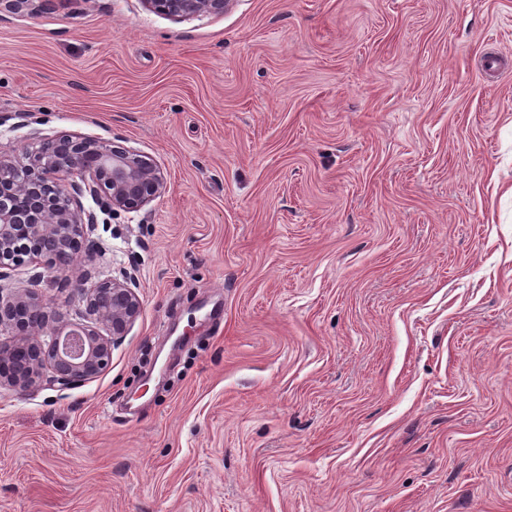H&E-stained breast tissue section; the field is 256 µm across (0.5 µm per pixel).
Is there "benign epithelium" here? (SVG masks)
Returning a JSON list of instances; mask_svg holds the SVG:
<instances>
[{
    "label": "benign epithelium",
    "instance_id": "1",
    "mask_svg": "<svg viewBox=\"0 0 512 512\" xmlns=\"http://www.w3.org/2000/svg\"><path fill=\"white\" fill-rule=\"evenodd\" d=\"M176 19L224 13L229 0H143ZM18 157L0 155V281L3 269L27 261L65 277L84 249L97 216L85 211L88 193L100 211L116 216L141 210L165 192L164 173L138 151L94 137L32 130ZM82 321L71 322L48 306L35 288L9 292L0 285V333L16 336L0 353V387H36L50 369L61 386L80 384L111 363L113 345L140 317L142 303L127 279L106 278L80 289Z\"/></svg>",
    "mask_w": 512,
    "mask_h": 512
}]
</instances>
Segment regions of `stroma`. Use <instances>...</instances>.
I'll use <instances>...</instances> for the list:
<instances>
[{"label": "stroma", "instance_id": "obj_1", "mask_svg": "<svg viewBox=\"0 0 512 512\" xmlns=\"http://www.w3.org/2000/svg\"><path fill=\"white\" fill-rule=\"evenodd\" d=\"M20 112L167 188L40 282L142 313L0 389V512H512V0L4 7L2 155ZM145 7L176 19H197L223 14L229 0H143Z\"/></svg>", "mask_w": 512, "mask_h": 512}]
</instances>
